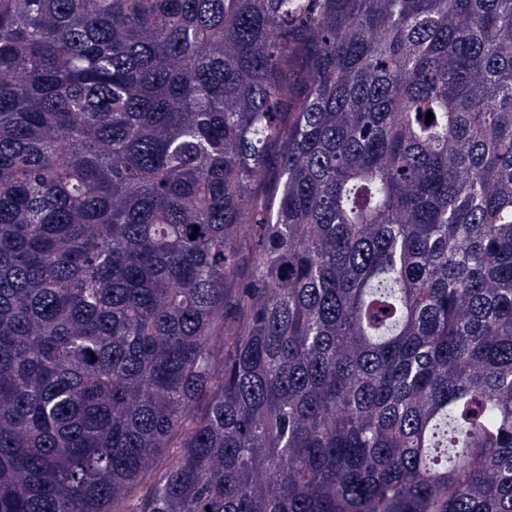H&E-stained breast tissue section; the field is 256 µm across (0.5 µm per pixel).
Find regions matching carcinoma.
I'll use <instances>...</instances> for the list:
<instances>
[{
    "label": "carcinoma",
    "mask_w": 512,
    "mask_h": 512,
    "mask_svg": "<svg viewBox=\"0 0 512 512\" xmlns=\"http://www.w3.org/2000/svg\"><path fill=\"white\" fill-rule=\"evenodd\" d=\"M510 34L0 0V512H512Z\"/></svg>",
    "instance_id": "1"
}]
</instances>
